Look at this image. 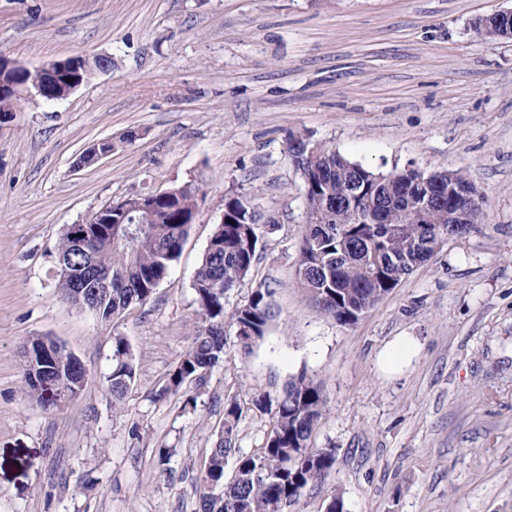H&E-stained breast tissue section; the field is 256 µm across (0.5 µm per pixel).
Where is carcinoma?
<instances>
[{"label":"carcinoma","mask_w":512,"mask_h":512,"mask_svg":"<svg viewBox=\"0 0 512 512\" xmlns=\"http://www.w3.org/2000/svg\"><path fill=\"white\" fill-rule=\"evenodd\" d=\"M312 147L302 137L292 138L288 145L292 163L311 183L305 189L306 228L297 276L320 312L342 325H352L358 320L356 310L377 304L433 256L444 240L437 230L448 224V208L471 182L446 171L430 175L427 181L405 170L384 175L324 148L312 159ZM198 194L199 188L192 184L179 187L173 201L154 210L136 246L120 238L110 244L96 238L93 261L101 269L112 270V301L94 313L100 322L110 324L122 318L131 305L145 302L166 277L181 253ZM480 213L477 201L454 236L474 231ZM224 218L227 222L216 226L193 280L198 318L191 342L160 389L161 397L180 392L189 381L202 386L208 371L224 360L227 331L238 333V342L247 352L265 337L276 317L268 288L257 289L246 304L225 311L224 295L258 259L269 217L252 198L228 195ZM56 254L69 256L76 264L83 261L73 252L69 230ZM58 288L65 300L87 309L73 298L74 276L59 275ZM112 360L106 392L116 410L137 377L135 357L121 335L112 337ZM21 378L25 395L44 408L77 395L70 389L49 396L33 383L26 351ZM250 404L259 413L274 411L271 433L260 451L236 453L243 409L237 400L227 401L224 422L200 476L198 512H284L335 467V449L317 448L311 441L327 408L323 390L312 377L302 372L290 380L281 398L274 401L258 393ZM231 456L234 468L227 481L225 466Z\"/></svg>","instance_id":"1"}]
</instances>
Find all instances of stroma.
I'll return each mask as SVG.
<instances>
[{
	"label": "stroma",
	"instance_id": "1",
	"mask_svg": "<svg viewBox=\"0 0 512 512\" xmlns=\"http://www.w3.org/2000/svg\"><path fill=\"white\" fill-rule=\"evenodd\" d=\"M512 0H0V53L27 65L108 56L57 102L27 94L0 125V512H196L227 399L324 389L312 436L336 466L286 512H512V37L475 18ZM301 135L363 167L457 171L484 199L479 229L435 254L351 325L296 275ZM110 153L80 165L92 146ZM187 183L198 207L179 258L114 326L61 296L55 246L102 207ZM278 224L225 310L271 288L277 317L235 335L203 387L160 390L190 342L193 279L228 195ZM137 379L105 391L112 338ZM46 336L86 367L50 411L21 391L24 343ZM412 352L382 363L399 339ZM170 456L158 466L159 449Z\"/></svg>",
	"mask_w": 512,
	"mask_h": 512
}]
</instances>
